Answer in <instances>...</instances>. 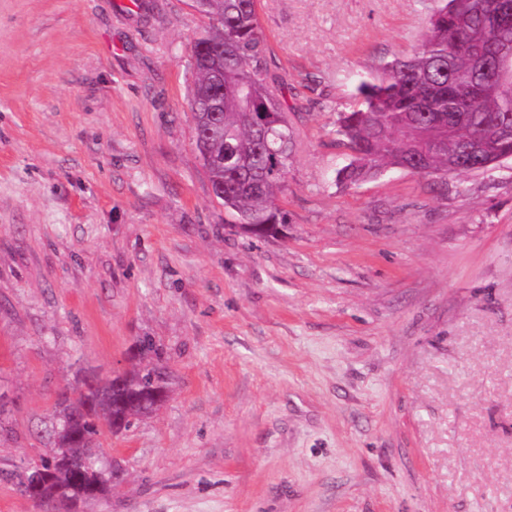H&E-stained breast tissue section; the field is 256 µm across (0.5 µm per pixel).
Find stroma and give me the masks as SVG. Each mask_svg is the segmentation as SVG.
<instances>
[{"label": "stroma", "mask_w": 512, "mask_h": 512, "mask_svg": "<svg viewBox=\"0 0 512 512\" xmlns=\"http://www.w3.org/2000/svg\"><path fill=\"white\" fill-rule=\"evenodd\" d=\"M434 0H259L288 237L226 225L189 0H0V512L60 389L153 338L166 401L75 512H512V159L338 180L336 120Z\"/></svg>", "instance_id": "35a3bbf8"}]
</instances>
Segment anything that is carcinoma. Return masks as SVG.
I'll return each instance as SVG.
<instances>
[{"label": "carcinoma", "instance_id": "cac0c4a2", "mask_svg": "<svg viewBox=\"0 0 512 512\" xmlns=\"http://www.w3.org/2000/svg\"><path fill=\"white\" fill-rule=\"evenodd\" d=\"M420 44L410 55L384 63L357 87L358 108L340 116L336 134L350 152L338 171L356 184L388 168L417 174L486 171L512 144L502 127L512 126V93L476 101L481 79L472 57L496 33L485 24L498 0H437ZM207 19L190 48L194 146L212 193L239 224H284L278 203L292 162L294 132L286 108L269 83L266 35L257 0H192ZM272 112L280 120L264 121ZM247 175L252 185L240 177ZM142 368L103 384L93 379L59 393L51 450L38 460L40 472L24 468L12 475L18 491L38 476L32 501L46 512H72L87 501L88 489L104 497L112 487V464L100 460V437L112 425L130 427L151 393L168 389L155 341L139 340ZM66 449L57 448L60 431Z\"/></svg>", "mask_w": 512, "mask_h": 512}]
</instances>
